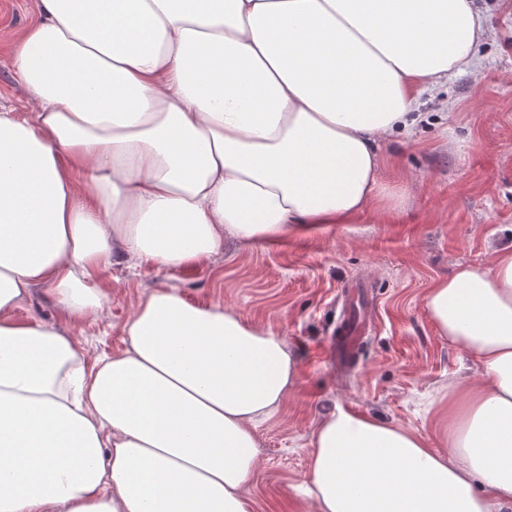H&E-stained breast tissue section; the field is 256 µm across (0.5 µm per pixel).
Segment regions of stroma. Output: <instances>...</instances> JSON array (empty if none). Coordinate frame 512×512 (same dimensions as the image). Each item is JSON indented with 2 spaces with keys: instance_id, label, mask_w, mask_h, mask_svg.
I'll return each instance as SVG.
<instances>
[{
  "instance_id": "obj_1",
  "label": "stroma",
  "mask_w": 512,
  "mask_h": 512,
  "mask_svg": "<svg viewBox=\"0 0 512 512\" xmlns=\"http://www.w3.org/2000/svg\"><path fill=\"white\" fill-rule=\"evenodd\" d=\"M476 4L487 25L477 47L481 83L449 75L420 97L424 118L414 138L382 147V180L398 201L397 219L370 213L351 224H293L282 238L251 244L228 237L222 251L180 270L113 264L105 317L74 332L88 359L117 353L133 305L177 287L192 304L222 302L285 339L298 357V382L257 428L258 463L246 485L253 512H312L296 488L308 474L315 426L339 405L415 428L430 448L447 450L436 411L449 380L472 377L476 364L438 335L425 294L457 265L512 248V0ZM36 19V0H0V108L20 118L29 96L15 51ZM356 275L374 285L376 326L357 365L341 374L322 352L338 291Z\"/></svg>"
}]
</instances>
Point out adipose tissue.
I'll return each mask as SVG.
<instances>
[{"label": "adipose tissue", "instance_id": "1", "mask_svg": "<svg viewBox=\"0 0 512 512\" xmlns=\"http://www.w3.org/2000/svg\"><path fill=\"white\" fill-rule=\"evenodd\" d=\"M0 110V512H252L257 427L296 387L283 337L180 289L141 298L126 347L88 361L95 272L176 270L225 236L391 219L381 142L420 95L480 80L474 0H37ZM62 322L17 319L35 290ZM476 359L436 416L448 447L352 413L322 418L313 512H512V249L424 300Z\"/></svg>", "mask_w": 512, "mask_h": 512}]
</instances>
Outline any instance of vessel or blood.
I'll use <instances>...</instances> for the list:
<instances>
[{
  "instance_id": "vessel-or-blood-1",
  "label": "vessel or blood",
  "mask_w": 512,
  "mask_h": 512,
  "mask_svg": "<svg viewBox=\"0 0 512 512\" xmlns=\"http://www.w3.org/2000/svg\"><path fill=\"white\" fill-rule=\"evenodd\" d=\"M370 281L362 279L349 284L340 302V316L330 332V356L345 355L353 359L368 331V313L373 305Z\"/></svg>"
}]
</instances>
